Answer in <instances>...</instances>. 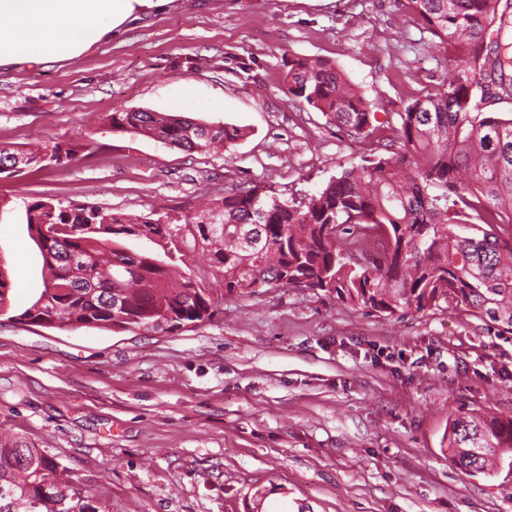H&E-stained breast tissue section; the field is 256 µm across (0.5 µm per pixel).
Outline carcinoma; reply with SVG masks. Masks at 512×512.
I'll return each mask as SVG.
<instances>
[{
    "instance_id": "carcinoma-1",
    "label": "carcinoma",
    "mask_w": 512,
    "mask_h": 512,
    "mask_svg": "<svg viewBox=\"0 0 512 512\" xmlns=\"http://www.w3.org/2000/svg\"><path fill=\"white\" fill-rule=\"evenodd\" d=\"M419 24L458 55L453 75L377 121L373 103L335 63L294 59L288 92L356 139L387 129L362 163L304 201L263 187L228 192L191 224L107 214L94 206L24 203L47 270L18 319L56 329L173 331L209 322L228 296L288 285L367 313L403 318L452 304L512 335V117L481 96L512 99V0H407ZM112 128L186 152L224 146L242 129L182 115L116 111ZM75 149L0 148V175L60 164ZM155 245L138 252L125 241ZM448 459L471 476L512 474V416L466 412L448 423ZM68 480L45 451L0 436V512H108L77 496L59 506L46 482Z\"/></svg>"
}]
</instances>
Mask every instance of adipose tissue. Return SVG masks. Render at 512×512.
I'll use <instances>...</instances> for the list:
<instances>
[{"instance_id": "adipose-tissue-1", "label": "adipose tissue", "mask_w": 512, "mask_h": 512, "mask_svg": "<svg viewBox=\"0 0 512 512\" xmlns=\"http://www.w3.org/2000/svg\"><path fill=\"white\" fill-rule=\"evenodd\" d=\"M171 0H0V68L77 58Z\"/></svg>"}]
</instances>
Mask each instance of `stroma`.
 <instances>
[{
  "mask_svg": "<svg viewBox=\"0 0 512 512\" xmlns=\"http://www.w3.org/2000/svg\"><path fill=\"white\" fill-rule=\"evenodd\" d=\"M406 0H173L84 56L0 69V147L78 146L70 161L0 175V432L67 469L108 512H512V481L455 469L459 414L512 416V337L446 310L368 314L295 288L228 298L171 332L19 320L43 288L22 219L51 198L189 224L229 191L317 193L368 154L288 91V63L325 58L378 121L434 92L455 50ZM243 130L188 153L112 129L118 110Z\"/></svg>",
  "mask_w": 512,
  "mask_h": 512,
  "instance_id": "stroma-1",
  "label": "stroma"
}]
</instances>
